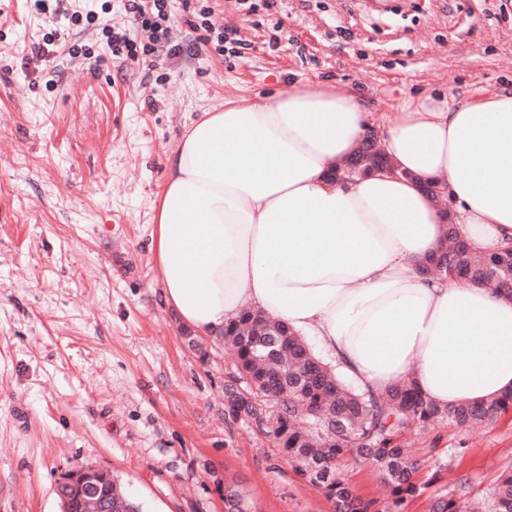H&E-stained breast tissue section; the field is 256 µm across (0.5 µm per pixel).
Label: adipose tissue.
Here are the masks:
<instances>
[{"label":"adipose tissue","mask_w":512,"mask_h":512,"mask_svg":"<svg viewBox=\"0 0 512 512\" xmlns=\"http://www.w3.org/2000/svg\"><path fill=\"white\" fill-rule=\"evenodd\" d=\"M398 112L295 81L202 113L153 202L163 300L198 336L274 315L364 390L410 379L439 405L481 403L512 392V296L424 267L450 223L477 251L512 246V89ZM371 131L387 165L338 172Z\"/></svg>","instance_id":"adipose-tissue-1"}]
</instances>
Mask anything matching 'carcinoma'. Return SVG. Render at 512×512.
Listing matches in <instances>:
<instances>
[{"label": "carcinoma", "mask_w": 512, "mask_h": 512, "mask_svg": "<svg viewBox=\"0 0 512 512\" xmlns=\"http://www.w3.org/2000/svg\"><path fill=\"white\" fill-rule=\"evenodd\" d=\"M386 160L383 151L361 143L347 167L365 172ZM446 247L436 261L448 268L427 272L461 278L512 293V249L478 253L447 225ZM224 347L235 363L224 382L225 410L234 420L256 425L308 482L333 501L335 512H405L420 495L418 466L407 448V433L444 423L459 429L492 422L512 409V394L477 406L442 408L426 400L410 382L377 394L349 382L337 366L317 356L302 336L278 320L244 311L224 324ZM357 455L371 463L390 488L378 504L359 496L340 470ZM135 505L112 481V507ZM251 503L236 486L224 483V512H248ZM457 490L437 497L430 512H458ZM471 512H512V471L471 503Z\"/></svg>", "instance_id": "obj_1"}]
</instances>
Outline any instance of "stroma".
Segmentation results:
<instances>
[{"label": "stroma", "instance_id": "1", "mask_svg": "<svg viewBox=\"0 0 512 512\" xmlns=\"http://www.w3.org/2000/svg\"><path fill=\"white\" fill-rule=\"evenodd\" d=\"M203 6L234 50L199 44ZM89 7L62 0L51 22L0 0V512H60L56 482L81 464L144 512H224L228 481L254 512H334L226 415L233 355L210 337L200 359L164 306L151 203L184 125L228 100L336 82L392 121L426 90L511 86L512 0H174L179 53L135 59L69 26ZM414 450L426 487L406 512L462 479L479 495L512 469V411L470 433L431 426Z\"/></svg>", "mask_w": 512, "mask_h": 512}]
</instances>
